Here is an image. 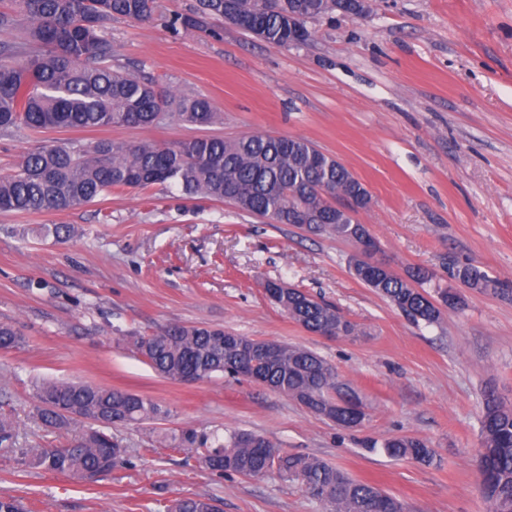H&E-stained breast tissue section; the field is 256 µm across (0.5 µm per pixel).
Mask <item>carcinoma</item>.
Here are the masks:
<instances>
[{
    "label": "carcinoma",
    "instance_id": "1",
    "mask_svg": "<svg viewBox=\"0 0 512 512\" xmlns=\"http://www.w3.org/2000/svg\"><path fill=\"white\" fill-rule=\"evenodd\" d=\"M0 26L21 17L25 34L37 50L18 62L0 63V133L21 128H99L148 126L170 108L190 125L224 120L204 95L176 96L112 65L105 25L114 17L141 23L154 19L156 0H0ZM315 20L332 17L327 0H197L190 13L175 18L177 32L197 29L208 18H229L240 29L275 46L288 45V13ZM176 184L190 199L223 201L240 211L288 224L294 210L308 217L309 232L353 239L366 226L336 208L353 197L369 206L371 196L341 163L299 137L250 134L234 139L197 137L173 145L147 142H99L45 145L25 155L16 170L0 176V211L52 213L89 203L114 190H146ZM354 275L384 296L415 323L432 324L441 307L455 308L461 295L448 287L432 296L424 285L433 274L416 267L402 278L389 267L354 260ZM454 280L465 288L495 296H512V287L489 277L473 263L457 266ZM289 318L315 334L338 338L360 335L358 326L336 307L296 288L282 290L275 302ZM23 337L0 323V351L19 347ZM131 346L162 377L185 383L216 373L233 376L239 365H253L265 386L300 402L311 413L345 428L362 424L340 407L348 394L336 369L316 352L275 341L268 351L254 350V340L205 325H169L131 337ZM41 422L63 430L75 419L84 430L60 448L17 447V426L0 419V449L15 454L28 468L94 480L125 462L127 449L112 437L116 425L143 424L168 414L154 399L88 382H49L35 386ZM483 496L492 512H512V404L489 393L480 419ZM160 443L195 453L200 464L224 474L262 479L272 473L298 484L322 506V512H406L405 504L370 483L356 480L314 457L283 452L261 434L230 431L224 440H208L192 429L163 436ZM392 458L430 461L434 449L424 440L396 437L382 444ZM168 512H220L215 500L197 496L175 500Z\"/></svg>",
    "mask_w": 512,
    "mask_h": 512
}]
</instances>
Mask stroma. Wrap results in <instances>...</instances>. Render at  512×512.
Listing matches in <instances>:
<instances>
[{"label":"stroma","instance_id":"stroma-1","mask_svg":"<svg viewBox=\"0 0 512 512\" xmlns=\"http://www.w3.org/2000/svg\"><path fill=\"white\" fill-rule=\"evenodd\" d=\"M197 0H157L155 18L112 19L113 61L180 95L203 94L222 123L165 116L148 127L21 129L0 135V175L40 145L103 140L172 144L251 133L302 137L367 188L356 213L399 276L416 266L453 285L473 262L512 283V0H372L365 16L313 20L299 46L267 44L221 22L175 33ZM48 224H67L55 242ZM355 245L292 224H266L228 202L185 200L178 187L125 190L61 213L0 212V321L25 345L0 351V416L22 448L66 433L34 412L37 381L82 380L154 398L166 418L116 426L124 464L93 482L16 465L0 453V491L25 512H163L205 495L222 512H320L276 475H222L174 453L182 429L266 436L401 499L409 512H490L479 486L487 391L512 403V297L461 289V306L415 325L349 269ZM303 289L356 323L355 339L307 332L263 293ZM178 323L209 325L318 352L366 405L345 429L248 379L166 380L128 338ZM416 437L433 462L395 460L379 445Z\"/></svg>","mask_w":512,"mask_h":512}]
</instances>
